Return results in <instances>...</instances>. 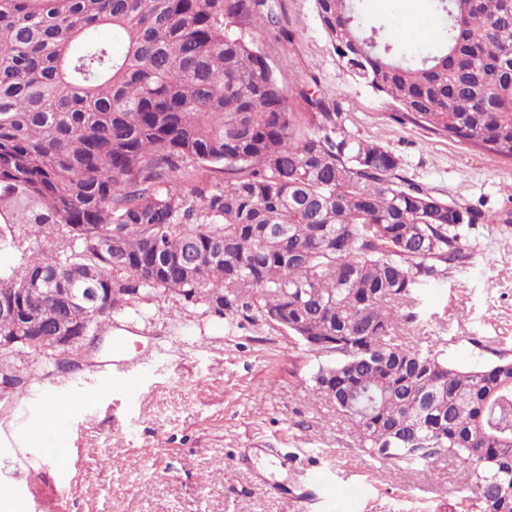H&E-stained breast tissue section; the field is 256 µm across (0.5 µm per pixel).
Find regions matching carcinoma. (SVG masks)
<instances>
[{"label":"carcinoma","instance_id":"obj_1","mask_svg":"<svg viewBox=\"0 0 512 512\" xmlns=\"http://www.w3.org/2000/svg\"><path fill=\"white\" fill-rule=\"evenodd\" d=\"M272 2L0 0V201L39 203L22 235L55 247L29 248L0 294L31 293L38 348L68 323L92 336L112 318L51 304L46 288H110L126 304L178 288L220 314L254 305L326 355L313 390L371 456L452 458L466 512H512V360L462 367L406 342L420 288L472 258L464 229L512 212L407 182L400 158L346 134L322 94L300 90L306 112L290 111L245 38L263 20L292 40ZM314 5L341 63L396 112L512 159L507 0H436L448 29L420 58L366 26L358 0ZM197 165L229 175L224 188L196 185ZM173 181L192 187L163 190ZM67 227L89 234L80 248Z\"/></svg>","mask_w":512,"mask_h":512}]
</instances>
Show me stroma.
Instances as JSON below:
<instances>
[{
  "instance_id": "obj_1",
  "label": "stroma",
  "mask_w": 512,
  "mask_h": 512,
  "mask_svg": "<svg viewBox=\"0 0 512 512\" xmlns=\"http://www.w3.org/2000/svg\"><path fill=\"white\" fill-rule=\"evenodd\" d=\"M295 32L275 45L258 24L247 38L269 51L291 111L299 90L338 103L353 137L401 159L399 174L446 200L512 211V161L429 131L356 80L333 53L314 0H278ZM474 258L428 282L414 340L444 346L461 365L512 359V223L466 228ZM103 344L61 372L57 351L16 347L0 359L38 365L23 389L0 384V484L8 512H329L309 478L345 487L341 512H461L455 463L440 459L380 479L334 405L311 389L318 358L256 309L216 314L157 291L114 310ZM141 391L106 388L116 369ZM71 403L62 426L40 431L49 396ZM69 467H59L53 449Z\"/></svg>"
}]
</instances>
